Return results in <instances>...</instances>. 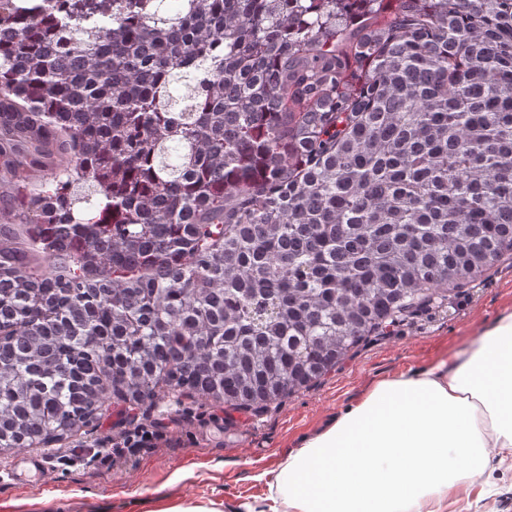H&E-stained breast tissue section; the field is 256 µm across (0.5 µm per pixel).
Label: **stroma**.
Returning a JSON list of instances; mask_svg holds the SVG:
<instances>
[{"instance_id":"stroma-1","label":"stroma","mask_w":512,"mask_h":512,"mask_svg":"<svg viewBox=\"0 0 512 512\" xmlns=\"http://www.w3.org/2000/svg\"><path fill=\"white\" fill-rule=\"evenodd\" d=\"M512 311V258L494 263L476 287L448 295L444 309L420 313L389 335L364 339L320 382L271 404L258 414L214 402L201 394H159L154 405L108 404L107 412L72 436L61 453L92 445L133 421L157 419L167 440L155 451L95 471L47 468L41 483L15 484L10 464L22 456L0 453V512H132L134 500L163 489L172 500L204 502L259 497L258 474L276 452L355 402L373 383L447 356L480 335L501 313Z\"/></svg>"}]
</instances>
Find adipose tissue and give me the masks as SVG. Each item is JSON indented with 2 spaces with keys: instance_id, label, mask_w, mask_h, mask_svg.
<instances>
[{
  "instance_id": "1",
  "label": "adipose tissue",
  "mask_w": 512,
  "mask_h": 512,
  "mask_svg": "<svg viewBox=\"0 0 512 512\" xmlns=\"http://www.w3.org/2000/svg\"><path fill=\"white\" fill-rule=\"evenodd\" d=\"M512 460V312L463 349L380 381L260 473L234 512H448Z\"/></svg>"
}]
</instances>
